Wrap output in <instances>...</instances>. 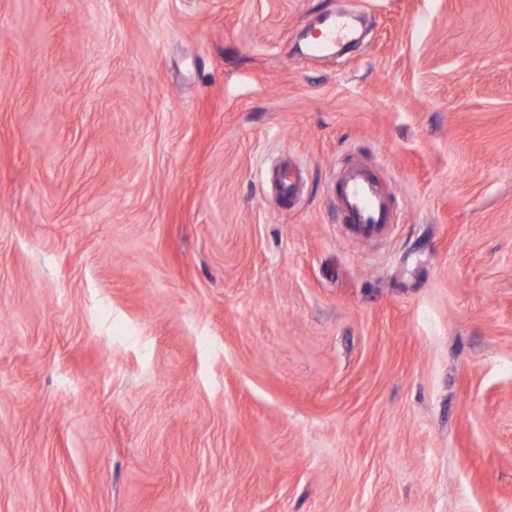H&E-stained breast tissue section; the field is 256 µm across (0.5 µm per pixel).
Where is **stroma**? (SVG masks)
<instances>
[{
  "label": "stroma",
  "mask_w": 512,
  "mask_h": 512,
  "mask_svg": "<svg viewBox=\"0 0 512 512\" xmlns=\"http://www.w3.org/2000/svg\"><path fill=\"white\" fill-rule=\"evenodd\" d=\"M0 512H512V0H0ZM314 45L322 47L324 44H340L348 42L354 38L351 25L348 22L347 15L342 11H336V14L327 17L323 26L315 31ZM313 45V48H317ZM266 178L273 180L278 193L282 198L288 199L289 205L300 197L302 172L297 166L280 160L267 169ZM333 197L344 224L356 238L383 235L395 222V193L362 162L341 173L333 187Z\"/></svg>",
  "instance_id": "1"
}]
</instances>
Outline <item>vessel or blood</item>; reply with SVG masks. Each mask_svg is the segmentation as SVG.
<instances>
[{"instance_id": "obj_1", "label": "vessel or blood", "mask_w": 512, "mask_h": 512, "mask_svg": "<svg viewBox=\"0 0 512 512\" xmlns=\"http://www.w3.org/2000/svg\"><path fill=\"white\" fill-rule=\"evenodd\" d=\"M353 37L347 15L339 11L327 17L322 27L316 30L315 44L319 47L340 44ZM266 176L273 180L282 198L291 202L299 198L302 183L300 168L282 160L270 166ZM333 197L344 224L354 237L370 239L383 235L396 219L395 193L363 163H354L341 173L333 187Z\"/></svg>"}]
</instances>
